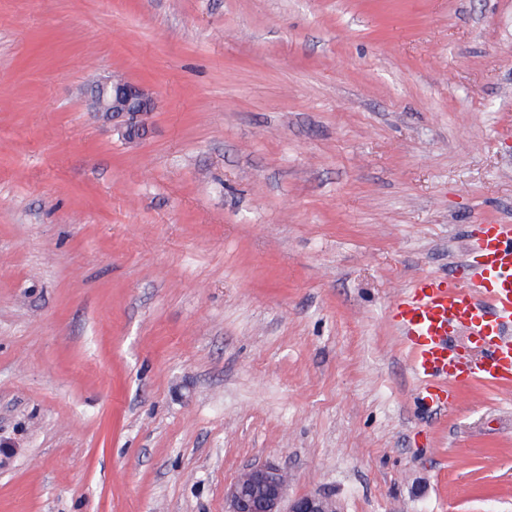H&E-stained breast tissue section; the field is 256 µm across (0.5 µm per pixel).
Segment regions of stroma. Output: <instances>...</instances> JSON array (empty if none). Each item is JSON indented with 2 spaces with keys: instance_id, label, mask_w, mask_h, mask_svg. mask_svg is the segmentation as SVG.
<instances>
[{
  "instance_id": "stroma-1",
  "label": "stroma",
  "mask_w": 512,
  "mask_h": 512,
  "mask_svg": "<svg viewBox=\"0 0 512 512\" xmlns=\"http://www.w3.org/2000/svg\"><path fill=\"white\" fill-rule=\"evenodd\" d=\"M494 222L512 0H0V512H224L266 461L512 512V389L422 405L394 317ZM90 95L98 112L119 119L124 137L134 140L145 134L154 99L143 85L123 79L106 81L93 86Z\"/></svg>"
}]
</instances>
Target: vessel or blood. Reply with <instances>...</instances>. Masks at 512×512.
I'll return each mask as SVG.
<instances>
[{"mask_svg": "<svg viewBox=\"0 0 512 512\" xmlns=\"http://www.w3.org/2000/svg\"><path fill=\"white\" fill-rule=\"evenodd\" d=\"M462 268L458 279H413L396 305L420 399L435 406L452 379L512 385V224L481 225ZM456 336L478 357L464 358Z\"/></svg>", "mask_w": 512, "mask_h": 512, "instance_id": "vessel-or-blood-1", "label": "vessel or blood"}]
</instances>
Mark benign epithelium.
Wrapping results in <instances>:
<instances>
[{
    "label": "benign epithelium",
    "mask_w": 512,
    "mask_h": 512,
    "mask_svg": "<svg viewBox=\"0 0 512 512\" xmlns=\"http://www.w3.org/2000/svg\"><path fill=\"white\" fill-rule=\"evenodd\" d=\"M90 95L98 111L120 121L124 137L134 140L145 134L154 99L143 85L106 81L93 86ZM287 495V472L267 462L247 469L227 488L225 512H341L336 498L326 493H307L289 501Z\"/></svg>",
    "instance_id": "1"
}]
</instances>
